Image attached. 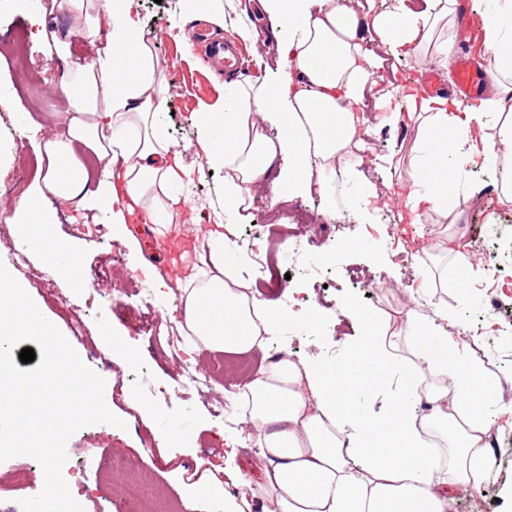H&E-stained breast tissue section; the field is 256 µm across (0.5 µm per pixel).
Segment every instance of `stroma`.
I'll use <instances>...</instances> for the list:
<instances>
[{
    "label": "stroma",
    "instance_id": "obj_1",
    "mask_svg": "<svg viewBox=\"0 0 512 512\" xmlns=\"http://www.w3.org/2000/svg\"><path fill=\"white\" fill-rule=\"evenodd\" d=\"M139 25L157 33L154 51L164 69L167 89L165 117L168 138L174 147L196 146L201 136L193 116L224 96V90L241 78L258 76L256 49L241 43L244 69L241 74L224 72L207 58L204 38L227 40L223 29L203 19H190L185 0H137ZM32 15L14 6L0 10V261L9 262L15 244L3 204L25 197L42 185L49 162L43 145L59 133L56 115L68 111L57 87L67 72V58L89 59L97 43L77 36L69 41L68 57L47 56L42 43L33 36ZM26 55L46 73L39 95L44 108H34L27 90L14 81L17 55ZM437 60L423 64L390 59L384 63L381 90L395 96L425 84L432 74H441ZM25 124H18V114ZM361 153L363 169L373 181L405 182L408 161L416 143L412 127L390 129L376 117L366 118ZM25 153L27 169H19L15 157ZM191 208L180 220L202 228L218 223L224 214V171L198 159L183 187ZM290 205L273 209L265 195H257L247 220L238 226V244L248 252L267 256L277 251L282 262L280 287L258 288L259 297L280 303L292 320L281 338L294 356L311 361L332 362L343 346L361 335L358 319L344 312L342 303L381 311L400 308L409 297L418 299L422 313H431L430 297L424 288L430 266L418 261L422 242L428 241L440 222L427 213L421 223L402 235L401 207L381 209L374 224H359L346 215L325 216L313 225L305 253H296L293 242L278 232L277 222L289 214ZM487 207L467 205L458 226L461 251L480 257L484 264L499 266L498 276L487 277L469 292L449 289L443 300L470 336L477 338L491 369L500 377V391L512 398V203L500 206L494 221L485 218ZM56 231L77 252L88 275L85 287L75 288L70 277L49 275L46 260L30 251L31 271L52 277L63 293L80 291L87 303V333L72 347L81 360L106 381L104 399L111 412L124 420L121 434L109 433L100 423L77 431L67 442L68 459L62 474L70 489L84 487L85 512H125L126 485L130 475L159 497L170 512H212V502L200 501L202 487L219 488L226 497L243 501L244 512H264L255 498H244L231 475L243 472L258 476L262 464L254 442L246 440L237 417L227 416L224 404L237 393V378L225 375L223 354L202 350L195 353L170 352L165 339L178 336L169 310L176 306L177 292L172 279L161 275L160 255L150 254L147 243L135 232L118 236L113 225L83 222L72 208L59 210ZM122 253L120 267L104 271V256ZM369 267L379 278L376 287L359 288L348 277L350 269ZM135 275L153 280L157 293L152 302H141L127 290V280ZM497 305H490V297ZM316 327H307L309 317ZM132 348L136 360L122 367L102 365L98 353L112 340ZM197 366L213 374L209 387L188 384L184 368ZM132 386H122L125 378ZM179 427L182 441L169 446L163 440L170 427ZM492 448L498 463V479L481 494L460 498L455 512H512V415L493 421ZM85 461L86 469L74 472L75 461Z\"/></svg>",
    "mask_w": 512,
    "mask_h": 512
}]
</instances>
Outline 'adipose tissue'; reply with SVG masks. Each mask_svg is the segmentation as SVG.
Returning a JSON list of instances; mask_svg holds the SVG:
<instances>
[{"instance_id": "adipose-tissue-1", "label": "adipose tissue", "mask_w": 512, "mask_h": 512, "mask_svg": "<svg viewBox=\"0 0 512 512\" xmlns=\"http://www.w3.org/2000/svg\"><path fill=\"white\" fill-rule=\"evenodd\" d=\"M273 22L281 77L265 72L232 88L196 113L198 151L224 170V222L201 230L191 274L176 280L188 351L244 355L267 349L288 324L278 302L258 298L265 270L237 242V226L256 191L272 204L319 190L352 206L358 223L373 221L361 199L387 194L361 171V108L376 84L378 60L366 46L380 42L395 57H453L461 33L457 0H398L391 10L362 15L351 0H261ZM75 16L85 37L106 34L88 61L70 63L59 93L68 140L44 148L50 166L43 191L12 205L20 246L45 257L51 271L80 268L81 258L54 229L55 205L76 204L125 233L127 217L145 213L172 232L188 200L179 186L191 164L165 134L166 90L151 40L140 29L134 0H52ZM484 41L492 92L478 105L450 107L443 95H409L402 106L377 98L384 125L415 126L419 148L409 161L408 190L397 202L414 219L426 212L446 223L430 252L455 255L451 225L462 217V179L475 161L512 169V0L487 11ZM80 143L104 162L107 180L91 183L72 149ZM362 336L336 364L267 358L239 386L240 420L256 436L266 466L259 480L240 475L268 512H454L459 497L497 479L490 416L512 413L486 359L465 353L448 331V309L433 315L407 307L377 316L356 306ZM369 391L370 407L354 398ZM426 414H418L419 406Z\"/></svg>"}]
</instances>
